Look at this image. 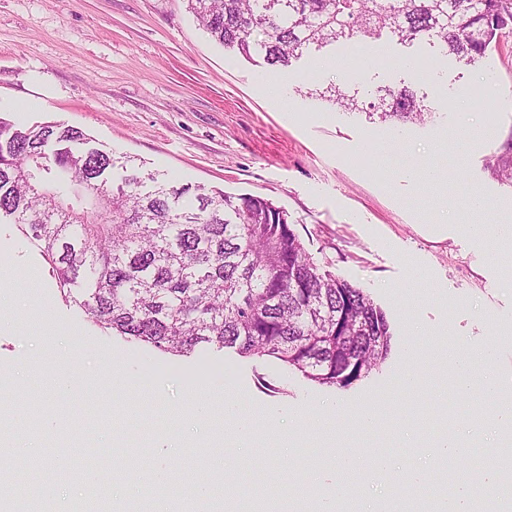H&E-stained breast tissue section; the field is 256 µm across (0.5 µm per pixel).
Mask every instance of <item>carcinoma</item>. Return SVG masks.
I'll list each match as a JSON object with an SVG mask.
<instances>
[{
    "mask_svg": "<svg viewBox=\"0 0 512 512\" xmlns=\"http://www.w3.org/2000/svg\"><path fill=\"white\" fill-rule=\"evenodd\" d=\"M204 30L246 58L287 68L311 46L388 32L412 46L428 38L444 56L468 63L512 35V0H189ZM329 102L383 122L421 123L425 97L378 87L364 101L341 87ZM112 149L58 122L20 127L0 117V218L19 225L96 325L162 352L200 343L268 356L309 380L346 388L387 356L384 313L363 291L322 273L269 200L201 185H173L126 167L113 177ZM512 185V157L489 164ZM73 503L95 512L105 490ZM15 482L0 476V504ZM257 512H276L257 491Z\"/></svg>",
    "mask_w": 512,
    "mask_h": 512,
    "instance_id": "obj_1",
    "label": "carcinoma"
}]
</instances>
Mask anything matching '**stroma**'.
Here are the masks:
<instances>
[{
  "mask_svg": "<svg viewBox=\"0 0 512 512\" xmlns=\"http://www.w3.org/2000/svg\"><path fill=\"white\" fill-rule=\"evenodd\" d=\"M371 52L375 64L346 72L332 65ZM271 74L261 58L216 44L188 0H0V115L81 128L115 156L137 158L179 184L269 199L320 271L362 289L392 332L386 359L347 388L205 343L185 355L164 353L91 322L62 298L33 243L0 223V368L19 378L0 397V415L14 417L22 401L35 408L38 431L21 427L7 440L48 460L27 481L52 487L57 506L90 489L59 446L114 449L118 472L132 448L151 463L163 435L176 448L166 466L191 484L219 458L225 480L247 492L257 472L279 483L310 475L328 484L338 470L335 449L344 446L357 449L355 481L379 505L433 498L441 485L427 463L435 450L421 439V415L478 449L486 438L471 422L474 408L485 407L489 421L512 417V185L487 167L512 147V36L471 64L425 43L409 49L385 35L356 38L294 61L276 96L265 85ZM340 83L364 97L384 85L410 86L433 117L403 126L339 111L320 94ZM475 127L484 135L470 137ZM427 166L438 169L439 183L407 178V170ZM474 193L485 210L470 208ZM471 223L491 225L483 243L468 234ZM446 331L459 350L493 349L500 402L477 390L449 406L452 368L436 343ZM411 366L424 381L393 394ZM72 378L81 388L62 390ZM219 385L255 415L304 408L326 428L289 434L284 447L262 430L238 454L209 447L208 439L230 436L223 404H214L205 424L192 420L188 406ZM367 404L380 425L369 436H349ZM381 455L425 482L404 490L374 469Z\"/></svg>",
  "mask_w": 512,
  "mask_h": 512,
  "instance_id": "1",
  "label": "stroma"
}]
</instances>
